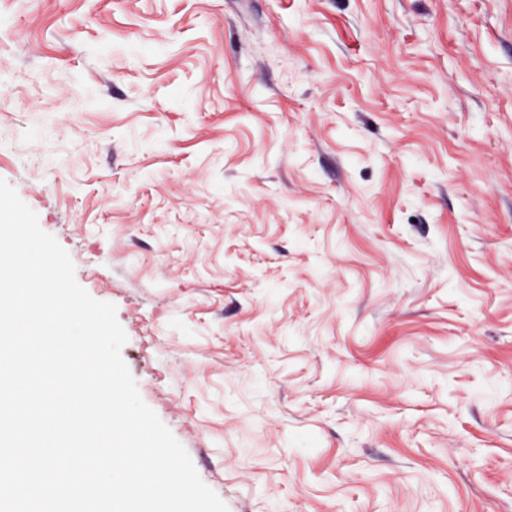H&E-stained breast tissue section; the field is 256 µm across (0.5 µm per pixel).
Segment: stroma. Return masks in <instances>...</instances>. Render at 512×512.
Listing matches in <instances>:
<instances>
[{
  "label": "stroma",
  "instance_id": "35a3bbf8",
  "mask_svg": "<svg viewBox=\"0 0 512 512\" xmlns=\"http://www.w3.org/2000/svg\"><path fill=\"white\" fill-rule=\"evenodd\" d=\"M0 179L228 512H512V0H0Z\"/></svg>",
  "mask_w": 512,
  "mask_h": 512
}]
</instances>
